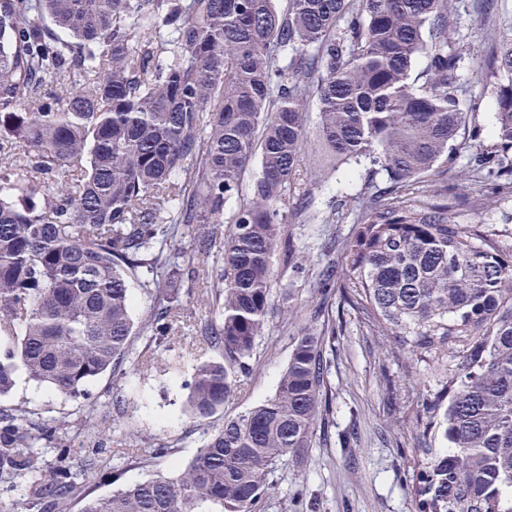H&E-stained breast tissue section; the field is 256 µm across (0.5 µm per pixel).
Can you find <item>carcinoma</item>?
<instances>
[{
	"label": "carcinoma",
	"instance_id": "carcinoma-1",
	"mask_svg": "<svg viewBox=\"0 0 512 512\" xmlns=\"http://www.w3.org/2000/svg\"><path fill=\"white\" fill-rule=\"evenodd\" d=\"M453 2L0 0V395L20 375L86 395L132 336H167L176 277H198L219 244L201 335L222 360L196 366L187 398L193 417L212 418L265 335L281 225L310 213L297 191L310 137L332 169L386 180L315 273L313 329L275 394L225 419L176 476L96 497L66 455L44 466L42 444L65 447L64 426L21 413L0 417V492L48 512L77 499L79 512H257L270 469L325 430L337 295L393 356L443 362L414 415L416 512H512V255L456 222L462 198L435 173L459 137L480 138L458 97ZM479 70L496 142L467 175L490 206L512 197L511 25ZM132 278L154 302L139 326Z\"/></svg>",
	"mask_w": 512,
	"mask_h": 512
}]
</instances>
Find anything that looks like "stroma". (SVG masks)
I'll return each mask as SVG.
<instances>
[{"label":"stroma","mask_w":512,"mask_h":512,"mask_svg":"<svg viewBox=\"0 0 512 512\" xmlns=\"http://www.w3.org/2000/svg\"><path fill=\"white\" fill-rule=\"evenodd\" d=\"M451 22L456 42L481 56L499 28L512 25V0H458ZM460 104L473 113L483 146L492 145L494 101L484 77L466 72ZM473 149V142H466L452 161L441 164L442 182L466 199L457 211L459 224L480 225L512 250V200L482 209L479 186L464 178L462 168ZM317 159L316 148H309L298 183L311 192L319 223L294 219L282 227L284 239L305 252L311 264L296 269L284 249L275 256L277 278L266 332L222 414L199 420L185 408L196 366L221 358L199 332L208 311L192 297L184 298L172 313V329L163 346L148 336L133 337L120 372L104 373L87 396L64 398L21 376L0 396V413L22 408L35 420H66L71 457L78 466L90 463L95 444L103 443L110 467L98 475L94 492L107 495L159 472L175 474L225 418L272 397L294 338L307 326L317 301L312 275L330 258L326 243L345 246L362 201L384 181L383 175L370 180L364 172L353 174L344 167L315 185L310 171ZM286 305L293 315L283 313ZM327 387L328 437L273 467L261 512H415L410 488L419 435L408 419L426 390L406 378L401 362L386 356L382 337L354 312H344L336 324ZM159 447L165 450L160 457L155 454Z\"/></svg>","instance_id":"35a3bbf8"}]
</instances>
